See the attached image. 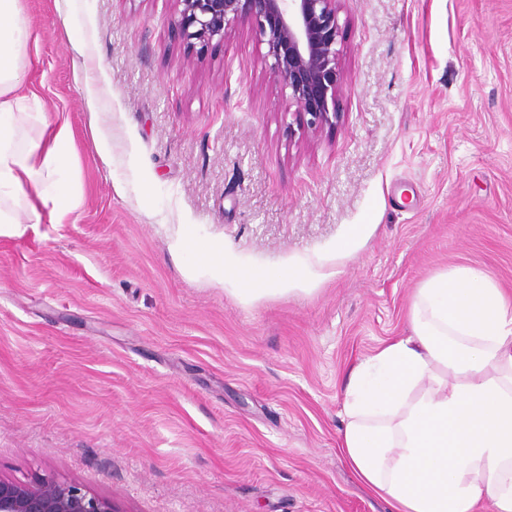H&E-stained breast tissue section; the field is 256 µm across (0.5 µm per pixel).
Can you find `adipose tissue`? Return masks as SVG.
<instances>
[{
    "label": "adipose tissue",
    "instance_id": "obj_1",
    "mask_svg": "<svg viewBox=\"0 0 512 512\" xmlns=\"http://www.w3.org/2000/svg\"><path fill=\"white\" fill-rule=\"evenodd\" d=\"M20 0H0V236L28 220L64 223L79 199L68 123L42 121L19 149L17 132L38 101L20 66L29 30ZM199 266L241 299L311 292L320 272L298 263L243 271L231 251ZM409 335L352 368L340 450L390 512H512V300L483 270L457 265L418 288Z\"/></svg>",
    "mask_w": 512,
    "mask_h": 512
}]
</instances>
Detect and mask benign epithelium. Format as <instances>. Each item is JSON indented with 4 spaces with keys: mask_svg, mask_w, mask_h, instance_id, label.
<instances>
[{
    "mask_svg": "<svg viewBox=\"0 0 512 512\" xmlns=\"http://www.w3.org/2000/svg\"><path fill=\"white\" fill-rule=\"evenodd\" d=\"M187 43L205 48L240 23L266 47L262 60L281 93L284 109L304 117L310 131L339 119L337 48L340 0H173ZM0 512H117L113 502L72 481L22 483L0 477Z\"/></svg>",
    "mask_w": 512,
    "mask_h": 512,
    "instance_id": "7a95c632",
    "label": "benign epithelium"
}]
</instances>
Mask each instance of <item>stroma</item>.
<instances>
[{
    "instance_id": "35a3bbf8",
    "label": "stroma",
    "mask_w": 512,
    "mask_h": 512,
    "mask_svg": "<svg viewBox=\"0 0 512 512\" xmlns=\"http://www.w3.org/2000/svg\"><path fill=\"white\" fill-rule=\"evenodd\" d=\"M20 7L79 206L0 236V476L117 512H388L340 452L345 385L436 273L512 293V0H340V119L314 134L249 24L203 50L172 0ZM185 238L329 276L245 301L187 273ZM369 228L367 224L352 225L348 233L337 242L336 257L344 259L357 252Z\"/></svg>"
}]
</instances>
